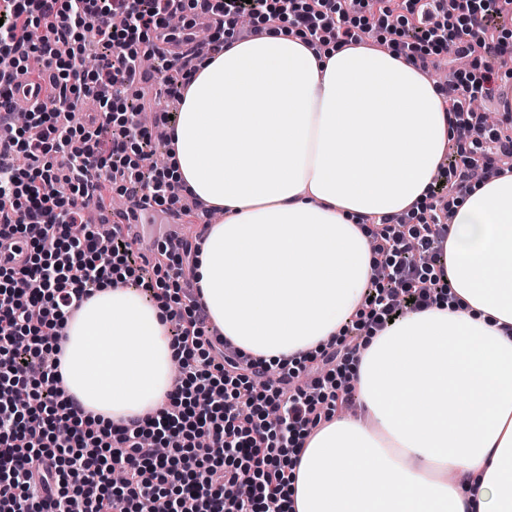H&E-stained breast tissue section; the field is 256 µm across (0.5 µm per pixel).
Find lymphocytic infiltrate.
Returning a JSON list of instances; mask_svg holds the SVG:
<instances>
[{
    "mask_svg": "<svg viewBox=\"0 0 512 512\" xmlns=\"http://www.w3.org/2000/svg\"><path fill=\"white\" fill-rule=\"evenodd\" d=\"M392 0H0V239L25 242L23 265L0 263V512H285L290 477L282 448L352 408L354 388L342 372L358 335L393 317L437 304L448 283L431 275L444 255L452 210L472 169L503 174L512 133L490 131L476 97L493 92L502 54L498 0L447 32L448 0H413L417 30L406 36ZM215 15L213 43L234 35L257 12L268 25L289 20L313 49L361 39L378 28L391 48L419 68H452L447 46L476 57L481 82L440 84L459 122L431 190L413 215L367 216L372 283L349 338L305 357L300 369L271 376L210 327L193 283L196 243L165 242L147 258L122 225L87 224L89 205L113 194L189 214L163 168L152 167L155 131L139 122L145 86L160 74L159 93L176 100L193 77L189 53L158 52L154 38L171 17ZM98 62L82 66L88 45ZM43 62L45 99L14 122L12 84L31 57ZM97 102L89 120L84 100ZM126 272L154 299H169L172 343L181 380L163 408L122 426L100 427L79 404L59 398L57 343L67 320L93 288ZM126 480L113 485V470Z\"/></svg>",
    "mask_w": 512,
    "mask_h": 512,
    "instance_id": "lymphocytic-infiltrate-1",
    "label": "lymphocytic infiltrate"
}]
</instances>
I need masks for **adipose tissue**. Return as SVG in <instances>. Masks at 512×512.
<instances>
[{
  "label": "adipose tissue",
  "mask_w": 512,
  "mask_h": 512,
  "mask_svg": "<svg viewBox=\"0 0 512 512\" xmlns=\"http://www.w3.org/2000/svg\"><path fill=\"white\" fill-rule=\"evenodd\" d=\"M455 122L429 74L367 43L317 54L282 28L208 56L167 165L220 215L193 269L211 325L272 368L334 342L372 274L360 217L427 201ZM453 210L447 300L364 337L362 411L291 453L290 512H512V174ZM167 324L135 288H97L60 340L68 396L104 424L159 409Z\"/></svg>",
  "instance_id": "obj_1"
}]
</instances>
